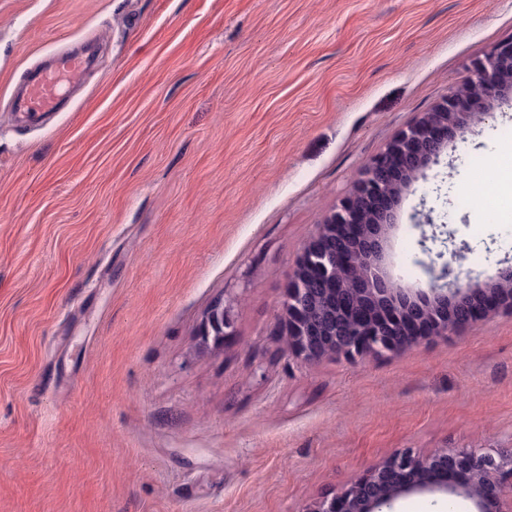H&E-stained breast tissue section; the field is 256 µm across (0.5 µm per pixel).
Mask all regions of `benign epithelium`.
<instances>
[{"label": "benign epithelium", "instance_id": "benign-epithelium-1", "mask_svg": "<svg viewBox=\"0 0 512 512\" xmlns=\"http://www.w3.org/2000/svg\"><path fill=\"white\" fill-rule=\"evenodd\" d=\"M512 92V40L494 46L473 70V77L462 92L454 90L437 106L424 113L402 131L384 152L375 157L369 171L332 214L336 224L356 225L355 239L361 258L356 283L365 302L348 311L352 332L317 335L334 325L333 317L324 321L304 315L302 288L288 290L284 305L294 353L309 362H317L326 353L347 359H373L385 351H400L415 343L408 325L426 324L430 334L455 330L459 324H474L487 304L512 308V269L499 273L495 283L474 288L455 278L453 287L440 284L452 274L449 264L426 288L410 293L392 287V281L379 274L384 254V231L394 222L399 198L391 196L375 173L396 174L392 157L402 155L411 174L437 161L447 144L455 141L472 124L487 115L492 101ZM379 216L375 224L361 223L365 211ZM314 238L303 251L322 275L332 270L347 254L317 247ZM228 321L224 307L216 304L207 313L201 336L204 341L221 342ZM512 480V448L482 451L467 448H441L420 457L397 452L367 473L355 478L348 488L332 498H324L310 512H382L403 493L441 488L471 500L477 512H512V496L504 495V480Z\"/></svg>", "mask_w": 512, "mask_h": 512}]
</instances>
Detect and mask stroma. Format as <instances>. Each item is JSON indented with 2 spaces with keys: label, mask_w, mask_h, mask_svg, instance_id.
I'll list each match as a JSON object with an SVG mask.
<instances>
[{
  "label": "stroma",
  "mask_w": 512,
  "mask_h": 512,
  "mask_svg": "<svg viewBox=\"0 0 512 512\" xmlns=\"http://www.w3.org/2000/svg\"><path fill=\"white\" fill-rule=\"evenodd\" d=\"M510 38L512 0H0V512H310L396 451L512 448V311L317 363L283 311L371 159ZM88 41L74 106L11 111ZM505 127L512 93L403 194L399 288L440 273L431 235L475 287L512 267L482 219ZM228 321L225 316L224 306L215 304L207 313L203 326L201 336L205 342L210 339L214 343L222 342L224 340V329L228 325Z\"/></svg>",
  "instance_id": "1"
}]
</instances>
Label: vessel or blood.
<instances>
[{"label": "vessel or blood", "instance_id": "b4317fda", "mask_svg": "<svg viewBox=\"0 0 512 512\" xmlns=\"http://www.w3.org/2000/svg\"><path fill=\"white\" fill-rule=\"evenodd\" d=\"M87 68L86 60L75 53L61 51L54 64L43 69L25 87L16 103V110L35 116L55 111L68 84L79 81Z\"/></svg>", "mask_w": 512, "mask_h": 512}]
</instances>
